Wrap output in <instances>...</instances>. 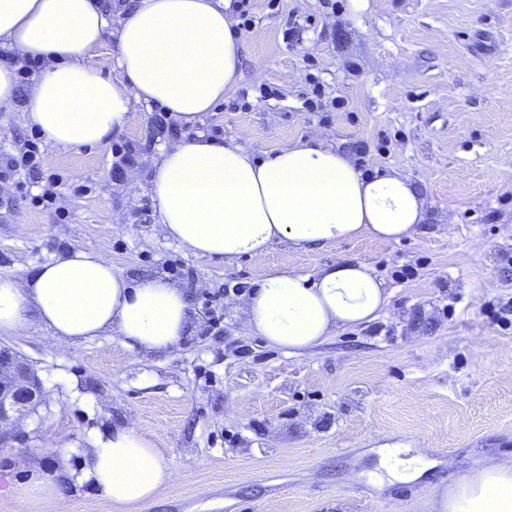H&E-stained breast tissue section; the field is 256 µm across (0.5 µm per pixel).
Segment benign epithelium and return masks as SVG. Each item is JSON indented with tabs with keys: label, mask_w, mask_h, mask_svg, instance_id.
<instances>
[{
	"label": "benign epithelium",
	"mask_w": 512,
	"mask_h": 512,
	"mask_svg": "<svg viewBox=\"0 0 512 512\" xmlns=\"http://www.w3.org/2000/svg\"><path fill=\"white\" fill-rule=\"evenodd\" d=\"M35 372L18 356L0 349V447L15 440L13 423L35 408L42 398Z\"/></svg>",
	"instance_id": "1"
}]
</instances>
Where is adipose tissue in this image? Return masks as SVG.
I'll use <instances>...</instances> for the list:
<instances>
[{"label": "adipose tissue", "instance_id": "1", "mask_svg": "<svg viewBox=\"0 0 512 512\" xmlns=\"http://www.w3.org/2000/svg\"><path fill=\"white\" fill-rule=\"evenodd\" d=\"M114 37L121 81L92 60ZM44 59L23 119L45 143L79 149L122 130L135 103L162 108L195 137L165 147L149 192L166 238L188 255L232 261L277 240L309 250L361 236L400 241L428 216L409 177L363 174L323 141L293 142L259 159L199 131L206 113L237 84L241 39L229 0H132L113 23L105 0H0V126L18 97L15 60ZM388 303L384 281L365 262L340 260L314 275L267 274L243 299L244 327L296 354L338 330L364 326ZM184 290L163 276L126 277L87 250L37 265L23 279L0 276V332L38 321L65 343L107 331L128 349L168 352L191 325ZM112 503L143 504L172 477L168 457L135 428L99 440L83 472ZM59 472L35 470L14 486L25 512L61 501ZM439 512H512V467L480 466L442 494Z\"/></svg>", "mask_w": 512, "mask_h": 512}]
</instances>
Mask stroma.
Wrapping results in <instances>:
<instances>
[{"label":"stroma","instance_id":"stroma-1","mask_svg":"<svg viewBox=\"0 0 512 512\" xmlns=\"http://www.w3.org/2000/svg\"><path fill=\"white\" fill-rule=\"evenodd\" d=\"M253 12L239 81L204 130L260 158L314 138L347 150L363 171L414 181L426 223L398 242L297 253L279 241L227 264L159 230L148 189L166 139L154 110L133 105L93 147L41 144L56 206H32V176L0 185V275L76 248L132 277L177 264L190 272L176 283L194 330L167 353L109 332L74 344L36 324L1 333L44 399L0 447V512H24L12 488L37 468L63 474L62 502L43 512H436L478 465L512 466V0H368L361 13L350 0H254ZM316 84L342 108L311 109ZM264 85L274 96L260 97ZM123 143L133 155L121 171L112 148ZM339 259L379 271L391 292L379 319L294 355L246 334L234 285ZM125 426L172 464L146 505H115L80 478L95 437ZM394 446L428 469L389 477Z\"/></svg>","mask_w":512,"mask_h":512}]
</instances>
